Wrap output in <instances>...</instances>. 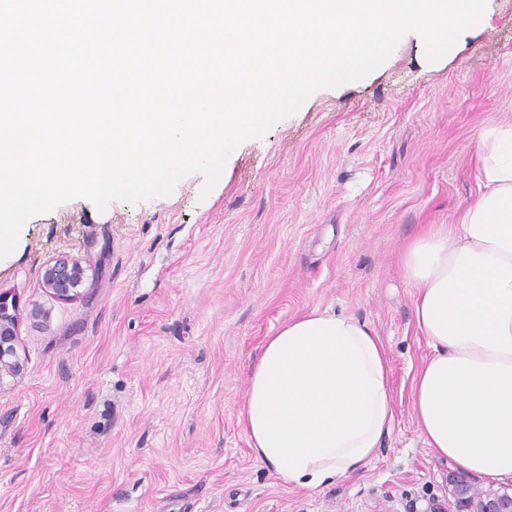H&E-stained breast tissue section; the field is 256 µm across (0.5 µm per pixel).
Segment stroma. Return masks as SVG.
<instances>
[{
  "instance_id": "obj_1",
  "label": "stroma",
  "mask_w": 512,
  "mask_h": 512,
  "mask_svg": "<svg viewBox=\"0 0 512 512\" xmlns=\"http://www.w3.org/2000/svg\"><path fill=\"white\" fill-rule=\"evenodd\" d=\"M439 61L405 35L366 78L316 91L228 157L208 196L29 219L0 259L18 376L0 377V512H431L454 465L422 442L411 378L428 351L400 270L425 224L479 194V133L512 124V0ZM80 261L69 302L46 263ZM387 349L394 422L375 457L319 490L285 486L239 410L267 336L314 307Z\"/></svg>"
}]
</instances>
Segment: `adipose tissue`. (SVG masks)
<instances>
[{
  "label": "adipose tissue",
  "instance_id": "ef3b65f1",
  "mask_svg": "<svg viewBox=\"0 0 512 512\" xmlns=\"http://www.w3.org/2000/svg\"><path fill=\"white\" fill-rule=\"evenodd\" d=\"M479 196L403 248L429 355L412 377L425 445L472 477L512 483V124L477 142ZM380 336L315 308L265 339L241 409L248 445L289 486L318 489L376 454L393 422Z\"/></svg>",
  "mask_w": 512,
  "mask_h": 512
}]
</instances>
